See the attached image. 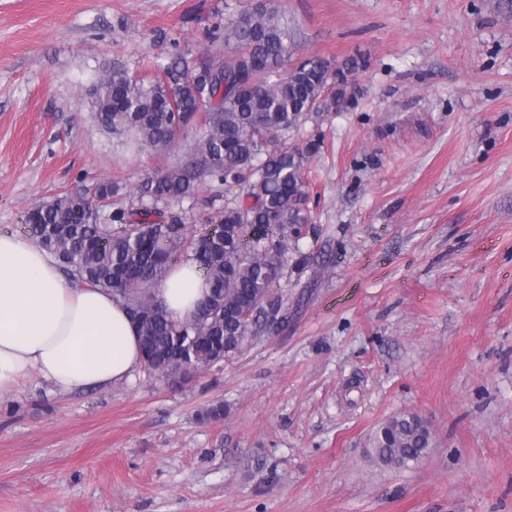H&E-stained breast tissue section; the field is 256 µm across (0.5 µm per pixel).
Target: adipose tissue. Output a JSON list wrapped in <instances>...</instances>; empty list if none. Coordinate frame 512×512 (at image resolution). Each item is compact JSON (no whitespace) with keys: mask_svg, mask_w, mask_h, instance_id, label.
<instances>
[{"mask_svg":"<svg viewBox=\"0 0 512 512\" xmlns=\"http://www.w3.org/2000/svg\"><path fill=\"white\" fill-rule=\"evenodd\" d=\"M206 294L190 265L157 288L175 318L193 314ZM141 365L135 327L111 292L80 288L28 239L0 234V395L35 375L63 392L110 386Z\"/></svg>","mask_w":512,"mask_h":512,"instance_id":"adipose-tissue-1","label":"adipose tissue"}]
</instances>
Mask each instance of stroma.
Instances as JSON below:
<instances>
[{
	"mask_svg": "<svg viewBox=\"0 0 512 512\" xmlns=\"http://www.w3.org/2000/svg\"><path fill=\"white\" fill-rule=\"evenodd\" d=\"M247 0H0V233L61 192L118 183L120 207L194 230L228 199L153 205L137 189L191 166L122 145L90 109L113 66L148 75L224 51ZM297 54L362 56L353 106L303 176L306 262L288 320L171 384L135 372L0 397V512H512V0H278ZM226 413L205 422L214 404ZM412 411L411 468L368 455ZM432 433L417 413L400 412L382 423L372 438L370 457L393 470L409 468L428 454Z\"/></svg>",
	"mask_w": 512,
	"mask_h": 512,
	"instance_id": "stroma-1",
	"label": "stroma"
}]
</instances>
